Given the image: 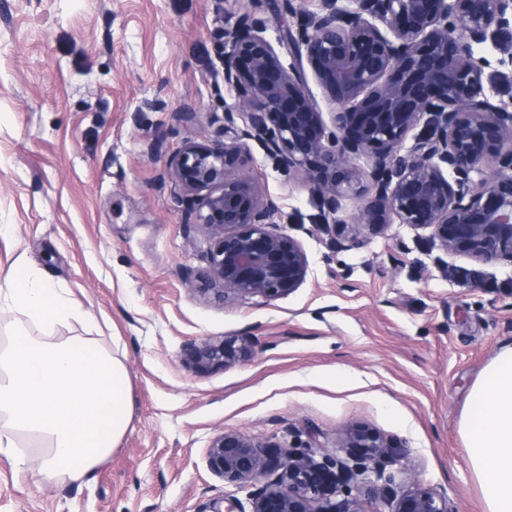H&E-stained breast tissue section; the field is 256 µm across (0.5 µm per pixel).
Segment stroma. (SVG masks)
<instances>
[{"label":"stroma","instance_id":"35a3bbf8","mask_svg":"<svg viewBox=\"0 0 512 512\" xmlns=\"http://www.w3.org/2000/svg\"><path fill=\"white\" fill-rule=\"evenodd\" d=\"M242 0H0V280L18 256L84 313L58 336H91L125 363L129 428L94 472L41 483L39 448L0 452V512H210L250 487L224 481L208 446L238 431L283 448L317 438L353 462L351 424L377 432L383 498L342 491L362 512H394L432 490L448 512H485L458 419L473 382L512 344V264L476 265L402 224L339 241L321 227L301 173L250 142L241 173L260 178L273 221L309 259L274 300L202 299L207 235L188 229L170 176L185 141L220 142L234 94L222 34ZM485 58L484 91L512 106V67ZM193 113L192 122L180 112ZM248 336L253 354L197 372L187 349ZM28 470H20L17 455ZM415 478L406 481L405 468Z\"/></svg>","mask_w":512,"mask_h":512}]
</instances>
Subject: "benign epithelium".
Here are the masks:
<instances>
[{
    "instance_id": "7a95c632",
    "label": "benign epithelium",
    "mask_w": 512,
    "mask_h": 512,
    "mask_svg": "<svg viewBox=\"0 0 512 512\" xmlns=\"http://www.w3.org/2000/svg\"><path fill=\"white\" fill-rule=\"evenodd\" d=\"M278 7L297 28L283 27L275 44L248 11L224 27V82L235 92L224 141H186L171 164L180 197L192 200L187 225L211 240L196 291L207 300H272L307 276V253L271 221L276 205L259 179L234 174L249 140L305 176L329 232L339 225L355 241L364 230L405 224L429 231L445 252L512 263V110L485 95L487 62L474 53L476 45L512 49V0H319L313 12L278 0ZM306 65L334 103L327 119ZM236 114L245 128L235 126ZM368 150L370 170L355 167ZM488 158L498 165L492 179L483 171ZM347 197L361 205L341 219ZM253 348L248 336L207 338L189 357L198 369L227 367ZM343 436L368 461L388 454L373 432L350 425ZM209 463L226 481L261 483L252 512H361L353 499L331 500L353 477L368 496L385 491L381 473L367 465L353 471L337 459L319 461L310 447L273 450L242 432L214 436ZM395 512L447 506L427 491L402 496Z\"/></svg>"
}]
</instances>
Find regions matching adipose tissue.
Masks as SVG:
<instances>
[{
	"label": "adipose tissue",
	"mask_w": 512,
	"mask_h": 512,
	"mask_svg": "<svg viewBox=\"0 0 512 512\" xmlns=\"http://www.w3.org/2000/svg\"><path fill=\"white\" fill-rule=\"evenodd\" d=\"M38 323L0 344V449L25 437L42 453V481L77 480L116 448L132 416L131 382L123 361L97 339H58V326L81 313L53 283L18 257L0 281V300ZM485 512H512V345L502 347L474 382L459 418Z\"/></svg>",
	"instance_id": "1"
}]
</instances>
